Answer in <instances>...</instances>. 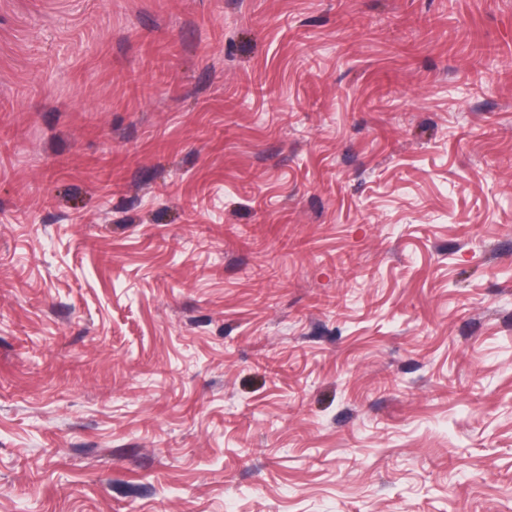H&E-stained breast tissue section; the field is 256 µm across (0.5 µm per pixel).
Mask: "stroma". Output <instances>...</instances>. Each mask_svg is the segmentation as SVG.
Returning <instances> with one entry per match:
<instances>
[{
	"label": "stroma",
	"instance_id": "1",
	"mask_svg": "<svg viewBox=\"0 0 512 512\" xmlns=\"http://www.w3.org/2000/svg\"><path fill=\"white\" fill-rule=\"evenodd\" d=\"M0 512H512V0H0Z\"/></svg>",
	"mask_w": 512,
	"mask_h": 512
}]
</instances>
